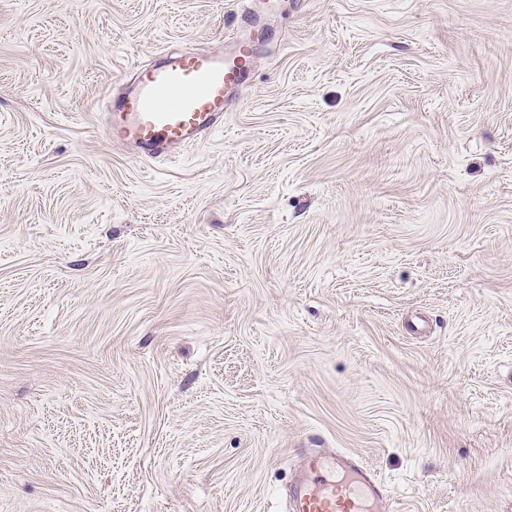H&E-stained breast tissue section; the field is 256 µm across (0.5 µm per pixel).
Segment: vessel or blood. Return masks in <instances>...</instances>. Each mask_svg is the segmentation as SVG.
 Here are the masks:
<instances>
[{"label": "vessel or blood", "instance_id": "vessel-or-blood-1", "mask_svg": "<svg viewBox=\"0 0 512 512\" xmlns=\"http://www.w3.org/2000/svg\"><path fill=\"white\" fill-rule=\"evenodd\" d=\"M218 52L162 54L136 73L134 89L106 115L114 143L142 159L201 142L224 125L233 91L250 74L252 51L239 32L224 37ZM306 477L289 496L291 512H384L386 489L362 461L347 453H311Z\"/></svg>", "mask_w": 512, "mask_h": 512}]
</instances>
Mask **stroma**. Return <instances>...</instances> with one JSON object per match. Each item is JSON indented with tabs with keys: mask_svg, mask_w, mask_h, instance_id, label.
I'll return each mask as SVG.
<instances>
[{
	"mask_svg": "<svg viewBox=\"0 0 512 512\" xmlns=\"http://www.w3.org/2000/svg\"><path fill=\"white\" fill-rule=\"evenodd\" d=\"M237 0H0V512H512V0H269L224 127L104 112ZM306 477L289 496L292 512H385L386 489L362 461L348 453H310Z\"/></svg>",
	"mask_w": 512,
	"mask_h": 512,
	"instance_id": "obj_1",
	"label": "stroma"
}]
</instances>
